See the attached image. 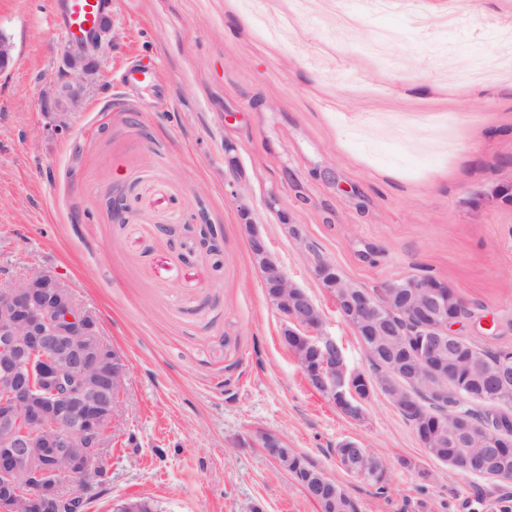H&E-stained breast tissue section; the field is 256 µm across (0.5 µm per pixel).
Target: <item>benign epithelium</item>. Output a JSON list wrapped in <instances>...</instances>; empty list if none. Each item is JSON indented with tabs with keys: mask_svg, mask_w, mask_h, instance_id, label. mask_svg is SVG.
<instances>
[{
	"mask_svg": "<svg viewBox=\"0 0 512 512\" xmlns=\"http://www.w3.org/2000/svg\"><path fill=\"white\" fill-rule=\"evenodd\" d=\"M119 33L112 12L102 11L86 34L70 33L53 75L43 81L40 104L56 131L68 128L73 113L83 109L93 90L103 57L114 49ZM14 62V45L0 34V74ZM224 163L235 187L240 166L235 146L224 144ZM240 216L249 229V249L266 298L283 317L281 335L309 388L325 397L345 416L357 420L376 384L350 365L336 339L325 329L322 309L306 289L289 276L254 229L251 211L240 204ZM291 234L321 288L334 299L345 320L357 322L366 336H416L413 358L404 362L388 345L373 343V360L387 373V395L409 414L416 435L423 437L443 419L430 414L411 389L429 395L464 387L487 407L498 404V391L512 386V359L499 362L487 384L475 390L468 384V360L448 372V358L458 355L452 327L459 315L448 282L425 276L406 286L392 282V293L378 299L344 279L336 264L299 228ZM401 312L404 323L395 320ZM128 375L122 355L109 351L100 340L96 315L74 296L53 269L39 268L22 275L0 272V512H18L21 503L32 507V497L14 490L23 480L37 495L46 497L43 512H68L76 504L97 496L100 483L89 475L90 464L101 458L107 437L117 422V399ZM448 431L456 448L478 443L491 458L512 447V431L492 436L467 424L454 413ZM262 448H282L287 441L278 433H257ZM314 501L329 498L336 508V489L320 470L303 486Z\"/></svg>",
	"mask_w": 512,
	"mask_h": 512,
	"instance_id": "1",
	"label": "benign epithelium"
}]
</instances>
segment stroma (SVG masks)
<instances>
[{
	"mask_svg": "<svg viewBox=\"0 0 512 512\" xmlns=\"http://www.w3.org/2000/svg\"><path fill=\"white\" fill-rule=\"evenodd\" d=\"M121 40L69 129L46 132L42 82L66 31L37 0H0V266L49 267L128 364L103 493L161 512H318L255 434L272 429L360 512H512V481L429 458L382 392L352 420L281 342L231 195L322 309L352 366L369 356L301 258L298 224L356 286L433 276L464 299L457 334L512 349V0H112ZM140 65L146 83L127 81ZM124 209L113 214V197ZM224 230L197 245L198 212ZM387 464L354 481L335 447ZM430 478L421 481L419 470Z\"/></svg>",
	"mask_w": 512,
	"mask_h": 512,
	"instance_id": "obj_1",
	"label": "stroma"
}]
</instances>
